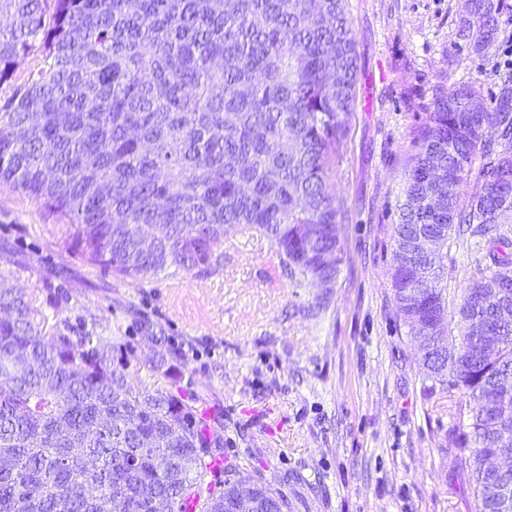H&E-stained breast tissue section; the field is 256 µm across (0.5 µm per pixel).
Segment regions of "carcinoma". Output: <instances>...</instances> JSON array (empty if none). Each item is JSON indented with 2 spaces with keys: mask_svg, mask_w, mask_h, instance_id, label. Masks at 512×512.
Instances as JSON below:
<instances>
[{
  "mask_svg": "<svg viewBox=\"0 0 512 512\" xmlns=\"http://www.w3.org/2000/svg\"><path fill=\"white\" fill-rule=\"evenodd\" d=\"M504 0H464L459 36L475 54L500 31ZM0 84L41 56L0 109V182L24 192L64 227L88 262L145 280L175 268L206 273L242 227L276 245L307 315L330 304L343 262L347 208L331 176L357 101V51L346 0H0ZM481 92L438 86L413 136L404 200L393 227L391 286L409 330L448 339L421 358L432 386L466 397L452 444L473 486L475 512H506L512 470L494 477L488 453L512 454V68L498 72L492 106ZM444 178L432 183L427 167ZM477 169L472 192H460ZM432 237L441 251L416 250ZM483 253L472 282L443 285L448 245ZM474 288L495 295L476 297ZM479 319L500 337L490 353L468 337ZM27 368L0 386V512H96L88 492L124 494L133 512H230L238 496L264 512L291 503L262 477L224 462L215 421L179 396L136 390L112 348L86 333H48L32 299L0 286V374L15 350ZM81 435L73 446L70 436ZM157 454L173 469L154 467ZM220 463L224 480H209Z\"/></svg>",
  "mask_w": 512,
  "mask_h": 512,
  "instance_id": "obj_1",
  "label": "carcinoma"
}]
</instances>
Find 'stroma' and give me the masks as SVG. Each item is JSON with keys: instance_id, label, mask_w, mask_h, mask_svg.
<instances>
[{"instance_id": "obj_1", "label": "stroma", "mask_w": 512, "mask_h": 512, "mask_svg": "<svg viewBox=\"0 0 512 512\" xmlns=\"http://www.w3.org/2000/svg\"><path fill=\"white\" fill-rule=\"evenodd\" d=\"M358 95L332 176L350 212L328 311L309 319L273 242L242 229L207 274L136 281L88 263L24 193L0 184V283L32 297L46 328L100 337L134 389L169 390L221 415L224 457L293 512H474L448 433L457 395L430 391L391 287L402 183L436 86L491 98L512 48L458 35L462 0H347Z\"/></svg>"}]
</instances>
